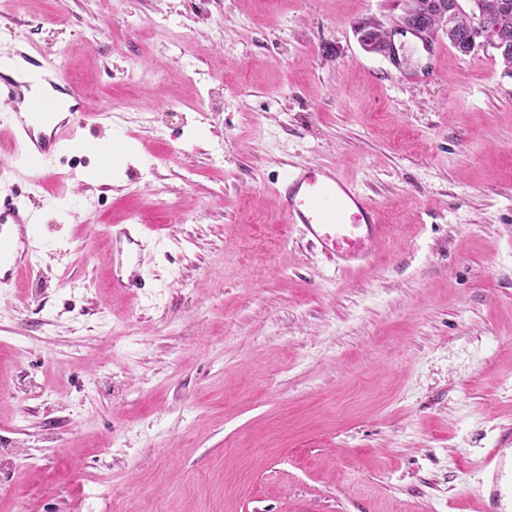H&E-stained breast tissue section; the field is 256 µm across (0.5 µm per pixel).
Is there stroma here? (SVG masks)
Instances as JSON below:
<instances>
[{
  "instance_id": "obj_1",
  "label": "stroma",
  "mask_w": 512,
  "mask_h": 512,
  "mask_svg": "<svg viewBox=\"0 0 512 512\" xmlns=\"http://www.w3.org/2000/svg\"><path fill=\"white\" fill-rule=\"evenodd\" d=\"M396 0H0L111 123L39 166L0 284V512H478L512 458V69ZM120 162L102 169L98 146ZM380 208L369 265L286 223V172ZM145 285H112L114 225ZM36 222L26 203L18 194L4 210L0 209V284H11L31 272L28 249L29 234L36 231Z\"/></svg>"
}]
</instances>
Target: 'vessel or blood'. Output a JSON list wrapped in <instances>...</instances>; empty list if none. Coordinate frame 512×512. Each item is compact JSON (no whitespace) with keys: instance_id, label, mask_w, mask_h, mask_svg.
<instances>
[{"instance_id":"b4317fda","label":"vessel or blood","mask_w":512,"mask_h":512,"mask_svg":"<svg viewBox=\"0 0 512 512\" xmlns=\"http://www.w3.org/2000/svg\"><path fill=\"white\" fill-rule=\"evenodd\" d=\"M27 66L40 70L52 95L37 99L31 110L21 107L19 82L0 73V109L8 120L13 144L30 164L65 153L72 141L71 124L57 120L60 96L82 94L56 60L35 46L18 51ZM282 209L288 223L302 225L310 241L326 256L344 263L366 257L379 231V209L352 181L333 169L300 167L283 179ZM36 225L25 195H16L0 209V284H11L31 272L28 239Z\"/></svg>"}]
</instances>
